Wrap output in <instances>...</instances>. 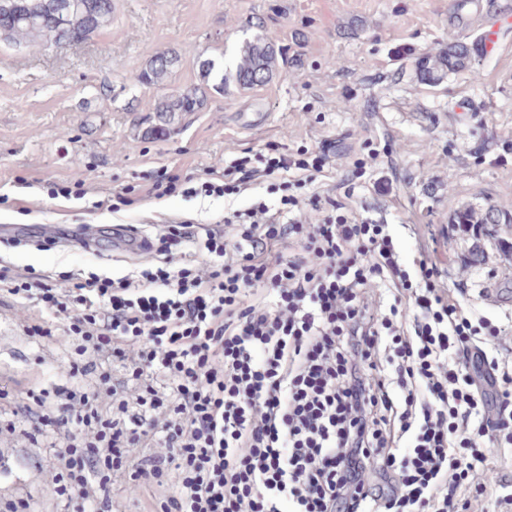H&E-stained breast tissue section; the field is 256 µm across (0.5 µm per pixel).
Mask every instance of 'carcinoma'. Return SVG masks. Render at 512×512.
<instances>
[{
    "label": "carcinoma",
    "instance_id": "obj_1",
    "mask_svg": "<svg viewBox=\"0 0 512 512\" xmlns=\"http://www.w3.org/2000/svg\"><path fill=\"white\" fill-rule=\"evenodd\" d=\"M83 8L76 10L67 24L58 22L55 10L47 0H0V31L16 45H73L84 42L92 33L107 26L112 18V0H77ZM285 52L273 38L260 31L244 42L234 68L221 74L215 88L222 89L232 82L242 89L252 88L270 79L283 63ZM178 56L169 52L151 62L142 74L148 85H161L171 73ZM470 60V48L465 43L451 44L437 55L423 56L417 69L421 79L437 81L442 73L464 69ZM210 86L203 82L182 92L162 98L156 105L157 123L148 135L159 138L175 132L183 117L198 111L207 99ZM509 224L512 216L491 208L482 214L470 208L458 211L455 224Z\"/></svg>",
    "mask_w": 512,
    "mask_h": 512
}]
</instances>
